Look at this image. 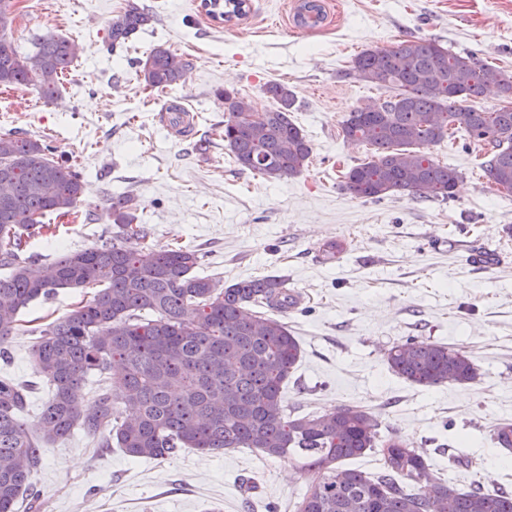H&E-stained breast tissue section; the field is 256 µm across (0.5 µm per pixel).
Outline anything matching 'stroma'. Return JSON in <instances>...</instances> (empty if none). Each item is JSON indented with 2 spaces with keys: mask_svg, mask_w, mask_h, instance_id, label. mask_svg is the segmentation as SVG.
Segmentation results:
<instances>
[{
  "mask_svg": "<svg viewBox=\"0 0 512 512\" xmlns=\"http://www.w3.org/2000/svg\"><path fill=\"white\" fill-rule=\"evenodd\" d=\"M20 2L7 29L19 51L52 34L74 42L78 55L55 100L1 89L0 133L45 140L78 164L85 183L77 217L46 215L49 229L28 238L26 256L49 263L111 241V200L132 193L153 249L183 244L198 251L199 275L227 285L281 276L299 294L283 316L302 348L282 388L288 408L362 407L379 417L381 435L425 449L457 488L512 491V452L492 439L498 423L512 420V196L487 182L478 149L448 139L428 151L459 171L453 200L358 198L342 188L341 174L371 151L340 134L347 112L391 95L342 78L364 49L437 39L512 72V0H322L325 19L313 29L295 22L300 0H249L245 18L221 25L199 11V0ZM132 3L155 22L112 49V18ZM160 44L190 65L175 87L150 92L131 61ZM272 81L294 88V121L313 148L307 168L279 181L238 170L217 137L224 106L216 91L237 89L263 112L276 106L265 92ZM172 102L196 115L194 139H175L159 123ZM204 136L213 146L203 157L194 140ZM330 240L345 247L327 261L320 248ZM92 295L62 290L19 312L0 376L33 385L28 423L50 396L31 362L30 331ZM413 336L465 348L476 380L425 389L394 375L384 351ZM245 478L260 486L250 512H296L309 486L296 463L248 448L134 460L80 430L44 448L33 480L41 512H249Z\"/></svg>",
  "mask_w": 512,
  "mask_h": 512,
  "instance_id": "stroma-1",
  "label": "stroma"
}]
</instances>
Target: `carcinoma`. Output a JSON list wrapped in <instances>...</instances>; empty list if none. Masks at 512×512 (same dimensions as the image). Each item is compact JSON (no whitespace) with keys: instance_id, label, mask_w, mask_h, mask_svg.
<instances>
[{"instance_id":"obj_1","label":"carcinoma","mask_w":512,"mask_h":512,"mask_svg":"<svg viewBox=\"0 0 512 512\" xmlns=\"http://www.w3.org/2000/svg\"><path fill=\"white\" fill-rule=\"evenodd\" d=\"M13 7L14 0H0V88L29 87L52 100L74 64L76 47L44 35L34 41V54L17 50L2 34ZM323 19L322 0H300L298 26L314 27ZM153 20L148 10L129 5L112 19V47L128 43ZM187 65L163 45L135 61L147 89L177 84ZM344 76L398 90L341 121L345 142L373 152L371 160L343 173L351 194L373 200L395 194L454 198L458 171L436 162L425 148L457 133L485 150L484 176L512 194V108L471 105L492 92L512 99V73L473 52L462 55L436 39L414 38L357 54ZM265 92L277 107L258 112L239 92L217 91L224 105V149L237 166L281 180L302 172L312 147L292 119L294 89L270 82ZM5 174L11 187L0 195V266L9 273L0 276V355L8 354L21 309L61 289L95 293L36 331L33 365L51 391L36 432L23 418L30 388L0 377V512H16L24 494L29 508H36L31 477L42 448L68 440L77 429L136 460L235 448L292 455L311 476L297 512H512V494L448 484L423 451L396 433L380 436L378 418L358 406L322 414L288 410L282 386L301 358V346L288 323L260 312L294 304L286 279L225 286L195 274L194 249L119 245L124 235L149 237L137 223L139 203L132 194L112 197L114 242L69 250L47 264L23 258L24 239L49 229L39 218L69 215L84 184L78 171L53 157L51 146L17 133L0 135V177ZM385 357L392 373L417 387L469 383L478 371L463 348L425 338L396 343ZM90 375L101 377L103 387L88 413L79 388ZM493 439L511 450L512 421L499 423ZM368 452L381 456L380 472L342 467V461Z\"/></svg>"}]
</instances>
